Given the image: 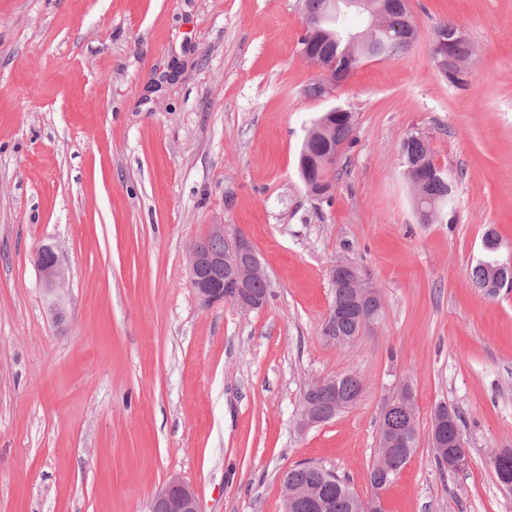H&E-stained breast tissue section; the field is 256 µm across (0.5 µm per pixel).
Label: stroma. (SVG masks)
Here are the masks:
<instances>
[{
	"label": "stroma",
	"mask_w": 512,
	"mask_h": 512,
	"mask_svg": "<svg viewBox=\"0 0 512 512\" xmlns=\"http://www.w3.org/2000/svg\"><path fill=\"white\" fill-rule=\"evenodd\" d=\"M410 6L407 55L315 100L297 0H0V512H148L173 474L200 512H284L300 463L366 498L382 405L405 384L418 440L384 512H512L491 464L512 448V288L469 277L487 231L512 261V0ZM442 19L474 46L461 85L430 60ZM334 106L356 125L327 206L298 158ZM413 130L455 223L414 216ZM215 224L253 242L263 308L198 301L187 256ZM44 244L67 267L60 322ZM340 260L383 304L342 347L321 336ZM345 373L356 404L304 424L306 389ZM442 403L469 449L454 472L428 438ZM417 132H411L406 135L401 143V156L405 167H408L410 163H416L421 158H425L429 165H431V151L427 138L425 140H419L413 135ZM37 252L46 256V260L39 261L36 266L40 276V283L51 311L56 320L64 319L61 290L65 280V267L60 255L51 245H42Z\"/></svg>",
	"instance_id": "1"
}]
</instances>
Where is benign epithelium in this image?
<instances>
[{"mask_svg": "<svg viewBox=\"0 0 512 512\" xmlns=\"http://www.w3.org/2000/svg\"><path fill=\"white\" fill-rule=\"evenodd\" d=\"M338 0H327L326 10L321 17L313 19L311 29L321 33L327 21L336 16ZM305 59L318 72V78L308 84L303 93L311 99H324L336 85L328 61L317 55L303 52ZM343 145L329 142L311 153L316 168L326 171L332 168L342 153ZM426 178H421L413 187L414 197L418 199L416 213L419 220L428 224L435 212L425 189ZM212 237H221L229 244L223 254L212 253L205 241L195 243L189 250L188 266L192 286L200 302L212 305L229 302L243 311L262 307L266 298L253 288L256 282H267L261 268L257 252L251 240L242 232L229 233L222 224L212 225ZM38 253L46 259L37 263L40 283L49 302L55 319H64L61 290L65 280V267L60 255L51 245H42ZM492 277L487 288L498 289L501 276L512 270L509 263L494 260L489 263ZM332 280L341 281L346 287L355 289L359 305L376 296V290L361 278L353 264L339 262L332 267ZM336 378L321 379L304 393L303 420L307 425L321 423L331 418L339 400L335 394ZM380 419L387 421L385 426L387 451L375 464L377 479L372 482L371 496L363 499L366 512L383 510V492L391 477L399 473L398 465L404 453L403 446L409 444V438L418 437L414 397L410 386L405 385L387 399L382 408ZM431 444L440 449L450 448L448 467L463 469L469 461V451L460 434L456 421L451 414L439 410L433 415L429 431ZM497 480L507 491H512V448H502L494 460ZM323 507L320 496L312 489L299 487L286 490L285 512H313ZM149 512H200L197 496L192 487L176 475L170 476L166 485L152 498Z\"/></svg>", "mask_w": 512, "mask_h": 512, "instance_id": "benign-epithelium-1", "label": "benign epithelium"}]
</instances>
